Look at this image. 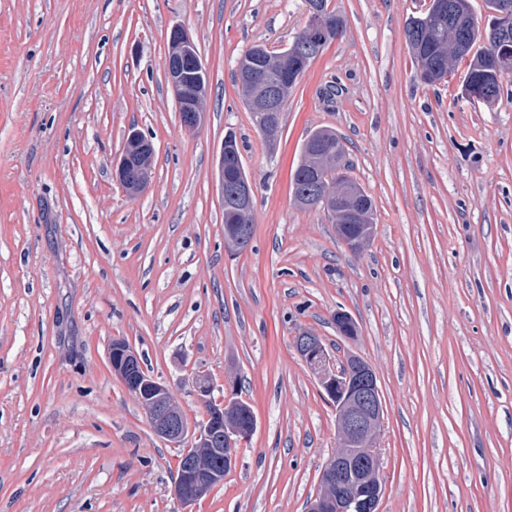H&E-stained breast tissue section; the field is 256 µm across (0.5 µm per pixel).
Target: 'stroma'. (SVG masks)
Masks as SVG:
<instances>
[{
    "mask_svg": "<svg viewBox=\"0 0 512 512\" xmlns=\"http://www.w3.org/2000/svg\"><path fill=\"white\" fill-rule=\"evenodd\" d=\"M428 0H328L346 21L264 137L243 52L306 25V0H0V512H180V450L113 374L121 339L193 423V383L239 378L257 427L194 512H306L336 410L295 338L374 370L385 406L381 512H512V82L422 83L405 39ZM186 28L210 79L180 122L164 59ZM153 144L144 192L112 177L129 127ZM336 132L371 196L361 251L295 205L306 137ZM235 133L253 238L224 241L218 166ZM357 326L336 331V311Z\"/></svg>",
    "mask_w": 512,
    "mask_h": 512,
    "instance_id": "obj_1",
    "label": "stroma"
}]
</instances>
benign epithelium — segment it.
Masks as SVG:
<instances>
[{"mask_svg": "<svg viewBox=\"0 0 512 512\" xmlns=\"http://www.w3.org/2000/svg\"><path fill=\"white\" fill-rule=\"evenodd\" d=\"M310 18L301 35L311 46H318L332 35L333 29L323 21L319 0L308 2ZM169 52L165 58L167 83L180 112L181 123L187 130H195L204 122V100L208 92V76L197 46L185 28L175 26L170 31ZM413 49L425 65L429 77L440 81L448 77V70L427 66L423 44L416 41ZM293 47L279 53L282 70L275 83L267 82L264 67L252 62L240 72V80L256 88L260 107L258 120L273 128L279 124L280 106L288 90V81L294 73L288 72V58ZM154 148L139 131H131L113 177L129 193H139L148 182ZM235 210L248 214L253 210L255 187L243 176L227 184ZM304 208L325 209L331 218H339L338 225L344 241L353 250L365 248L374 238L375 225L369 223L367 205L362 194L349 182L336 185V189L323 190L299 201ZM228 246L239 252L250 244L248 225L238 226L225 235ZM297 351L316 377L321 388L333 401L339 445L326 459L319 475V490L310 499L308 512H380L385 494L381 477V459L377 440L384 421V403L377 376L370 364L354 357L340 369L331 364L321 340L302 334L295 339ZM110 364L121 379L145 407L154 434L176 447H186L185 479H176L174 495L182 512H191V506L219 483L222 473L208 464L211 454L224 456L229 466L236 463V449L248 441L256 424H246L228 415L239 399L234 397L235 382L225 380L224 399H211L213 385L203 375L195 376V385L205 403L217 418L216 424L205 419L202 424L191 425L186 414L176 404L169 389L147 374L139 371V355L129 346L110 347Z\"/></svg>", "mask_w": 512, "mask_h": 512, "instance_id": "1", "label": "benign epithelium"}]
</instances>
